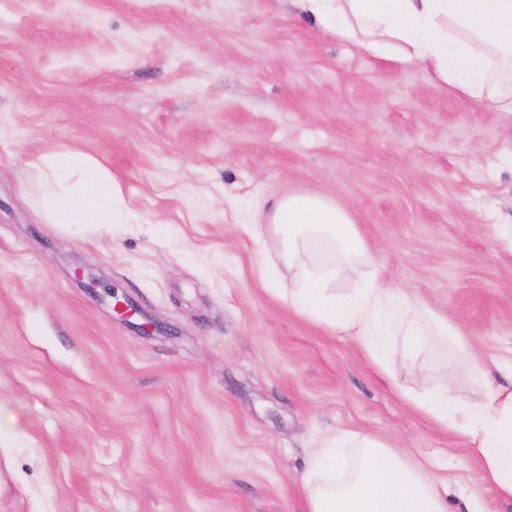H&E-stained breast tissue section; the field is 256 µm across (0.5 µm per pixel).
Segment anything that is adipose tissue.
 Segmentation results:
<instances>
[{
    "label": "adipose tissue",
    "instance_id": "ef3b65f1",
    "mask_svg": "<svg viewBox=\"0 0 512 512\" xmlns=\"http://www.w3.org/2000/svg\"><path fill=\"white\" fill-rule=\"evenodd\" d=\"M301 10L357 51L399 63L421 64L439 84L475 104L512 112V0H299ZM41 174L39 213L53 224L116 223L112 180L101 164L62 149L33 162ZM279 264L263 268L274 280L288 270L279 296L319 326L362 341L385 365L391 339L406 354L429 349L433 336L459 330L414 303L374 266L372 249L350 213L333 198L291 193L268 212ZM352 281L351 291L336 284ZM468 374L486 389L483 401L464 400L441 387L436 396L405 398L459 435L480 457L486 482L512 501V362L486 364L470 356ZM304 512H452L448 479L412 464L388 440L339 431L308 457L300 477Z\"/></svg>",
    "mask_w": 512,
    "mask_h": 512
}]
</instances>
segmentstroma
<instances>
[{
  "mask_svg": "<svg viewBox=\"0 0 512 512\" xmlns=\"http://www.w3.org/2000/svg\"><path fill=\"white\" fill-rule=\"evenodd\" d=\"M62 148L104 166L123 223L36 217L31 162ZM291 192L334 198L390 279L512 357V250L489 230L512 225V116L296 0H0V512H301L339 429L512 512L400 396L435 392L429 362L397 337L378 368L262 278Z\"/></svg>",
  "mask_w": 512,
  "mask_h": 512,
  "instance_id": "obj_1",
  "label": "stroma"
}]
</instances>
